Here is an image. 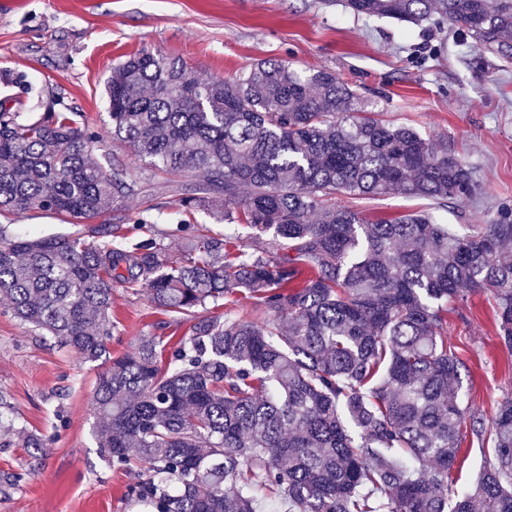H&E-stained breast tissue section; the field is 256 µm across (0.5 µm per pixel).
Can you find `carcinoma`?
<instances>
[{"label":"carcinoma","mask_w":512,"mask_h":512,"mask_svg":"<svg viewBox=\"0 0 512 512\" xmlns=\"http://www.w3.org/2000/svg\"><path fill=\"white\" fill-rule=\"evenodd\" d=\"M344 6L450 23L472 48L512 59V0ZM105 93L112 138L144 176L91 157L95 136L76 112H0L1 212L86 224L174 174L185 211L271 232L289 251L274 261L187 223L179 258L153 237L98 244L0 225V291L14 316L106 364L93 433L112 466H146L131 500L150 512H260L253 491L265 489L280 512H512V396L490 429L472 426L493 454L448 499L467 410L447 336L448 303L490 290L512 353V206L453 227L431 212L370 220L327 204L393 194L446 211L479 190L454 148L384 122L330 70L267 60L201 81L180 58L143 50L112 67ZM135 282L190 334L170 347L146 336L114 359L112 288ZM238 295L274 318L203 315Z\"/></svg>","instance_id":"cac0c4a2"}]
</instances>
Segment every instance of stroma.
I'll list each match as a JSON object with an SVG mask.
<instances>
[{"mask_svg":"<svg viewBox=\"0 0 512 512\" xmlns=\"http://www.w3.org/2000/svg\"><path fill=\"white\" fill-rule=\"evenodd\" d=\"M142 49L180 57L202 80H230L266 60L334 71L382 119L448 140L476 168L478 197L449 205L447 223L481 224L490 210L512 203V62L471 63L454 26L357 17L342 0H0V106L27 117L82 113L98 138L94 157L114 156L140 173L128 145L112 137L105 81L114 64ZM168 186L167 176L155 177L151 195L120 202L106 223L130 239L164 235L174 255L188 247L173 233L177 224L223 234L208 214L184 212ZM335 203L371 218L432 206L401 195L343 193ZM8 222L10 233L30 237L82 230L50 212L13 214ZM171 319L141 288L115 286L107 348L119 357L144 336H183L185 327ZM448 344L463 363V407L491 423L498 401L512 393V352L498 335L489 293L449 307ZM102 370L22 325L0 294V394L16 427L44 441L34 458L0 432V512H145L125 497L143 466L113 468L92 433ZM490 453L466 435L449 493L471 488Z\"/></svg>","mask_w":512,"mask_h":512,"instance_id":"stroma-1","label":"stroma"}]
</instances>
